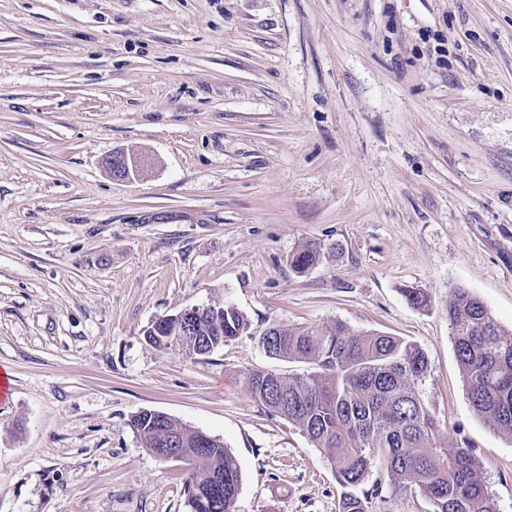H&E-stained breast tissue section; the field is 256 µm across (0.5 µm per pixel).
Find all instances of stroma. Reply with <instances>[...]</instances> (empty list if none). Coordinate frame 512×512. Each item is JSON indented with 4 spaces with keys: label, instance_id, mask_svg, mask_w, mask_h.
<instances>
[{
    "label": "stroma",
    "instance_id": "35a3bbf8",
    "mask_svg": "<svg viewBox=\"0 0 512 512\" xmlns=\"http://www.w3.org/2000/svg\"><path fill=\"white\" fill-rule=\"evenodd\" d=\"M456 287L512 330V0H0V512H187L191 466L141 447L144 409L233 453L235 512H340L324 451L240 383L306 369L259 345L269 324L338 321L424 350L442 447L512 512ZM211 304L249 329L205 356L147 341ZM363 488L429 512L380 469ZM106 166L114 180L127 181L138 172L141 164L136 157H129L124 154L118 157V159H113L112 156L109 157L106 160ZM208 306H192L186 308L175 315L164 316L158 318L154 321L149 328L153 333L158 332H167L170 329V325L172 321H175L177 324L176 333L180 334L178 331H184V329L190 326L191 321L201 314L203 311L207 309Z\"/></svg>",
    "mask_w": 512,
    "mask_h": 512
}]
</instances>
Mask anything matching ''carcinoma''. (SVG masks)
I'll list each match as a JSON object with an SVG mask.
<instances>
[{
	"mask_svg": "<svg viewBox=\"0 0 512 512\" xmlns=\"http://www.w3.org/2000/svg\"><path fill=\"white\" fill-rule=\"evenodd\" d=\"M319 259L320 249L307 244L292 255L290 266L302 273ZM448 322L473 408L491 429L511 433L512 331L465 288L451 291ZM248 328L237 308L214 304L198 336L215 351ZM277 329L274 336L260 337L263 349L308 370H250L243 387L324 450L342 488L340 512H368V494L358 488L377 462L394 487L423 494L431 512H498L473 449L450 452L440 445L436 420L418 394L428 373L419 346L380 332L353 334L340 321ZM131 426L142 447H157L160 427L152 417L137 413ZM163 428L179 431L183 449L200 454L187 493L189 512H199L200 503L206 512H234L241 485L235 456L213 437L197 447L201 432L171 418Z\"/></svg>",
	"mask_w": 512,
	"mask_h": 512,
	"instance_id": "carcinoma-1",
	"label": "carcinoma"
}]
</instances>
